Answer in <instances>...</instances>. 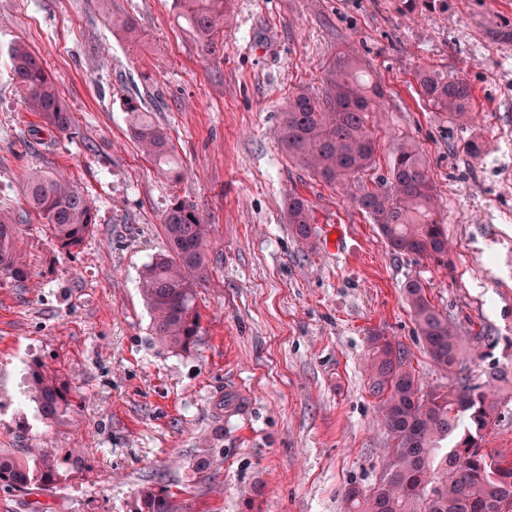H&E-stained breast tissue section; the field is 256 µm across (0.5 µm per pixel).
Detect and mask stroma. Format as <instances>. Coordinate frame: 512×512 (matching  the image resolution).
Listing matches in <instances>:
<instances>
[{
    "mask_svg": "<svg viewBox=\"0 0 512 512\" xmlns=\"http://www.w3.org/2000/svg\"><path fill=\"white\" fill-rule=\"evenodd\" d=\"M131 16L140 37L113 32ZM208 56L175 0H0V211L21 226L31 278L0 274V454L74 451L82 470L49 490L0 487V512H131L144 484L180 512H343L387 457L368 392L370 335L402 343L421 381L445 386L417 340L403 291L493 344L481 373L507 367L484 446L512 461V0H231ZM20 42L41 56L73 115L64 133L27 112L10 71ZM340 52L385 91L372 116L376 167L328 186L282 152L288 97L320 93ZM467 76L474 119L450 120L415 71ZM169 133L185 175L156 170L129 133L125 103ZM421 146L440 194L449 264L391 252L353 199L385 175L395 143ZM479 144L478 153L463 145ZM32 168L64 171L94 204L79 248L58 252L25 197ZM313 211L303 244L288 199ZM194 202L212 233L197 289L202 330L186 351L152 335L144 265L168 248L162 218ZM43 366L79 395L44 419L27 396Z\"/></svg>",
    "mask_w": 512,
    "mask_h": 512,
    "instance_id": "1",
    "label": "stroma"
}]
</instances>
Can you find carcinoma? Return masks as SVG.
<instances>
[{
  "label": "carcinoma",
  "mask_w": 512,
  "mask_h": 512,
  "mask_svg": "<svg viewBox=\"0 0 512 512\" xmlns=\"http://www.w3.org/2000/svg\"><path fill=\"white\" fill-rule=\"evenodd\" d=\"M175 2L201 51L215 53V35L228 17L226 0ZM112 26L128 40L138 36L137 24L128 15L112 19ZM10 64L27 111L50 129L68 131L73 117L38 54L19 43L11 50ZM415 79L433 109L458 121L470 119L473 94L465 76L423 68ZM383 99L382 87L360 58L340 53L328 66L321 93L299 88L289 97L278 134L281 150L330 186L364 173L374 167L377 154L368 120ZM126 112L141 152L156 168L181 177L168 132L131 101ZM26 188L28 205L45 220L56 248L69 252L78 247L94 216L78 184L62 173L34 170L26 176ZM356 203L392 252L448 266V235L439 219L437 189L419 145L398 143L387 174L364 188ZM288 223L301 241L311 243L312 210L297 195L289 199ZM163 224L170 248L144 266L141 291L152 315V334L171 349L188 350L201 329L196 285L208 270L210 226L194 203L181 198L166 210ZM18 242L15 220L0 213V273L24 283L29 275ZM404 291L424 349L440 370L451 374L452 384L446 390H424L408 350L381 333L372 334L369 391L380 398L379 418L392 446L386 473L371 488L346 491L345 512H495L490 502L497 494L509 497L507 512H512V462L483 448L498 406L491 388L502 372L486 371L478 384L463 356L464 344L476 349L489 336L464 332L451 323L429 300L421 281L408 280ZM28 388L46 419L63 415L76 399L47 370L32 371ZM79 464L73 454L52 448H33L21 459L1 456L0 485L44 489L67 480ZM134 512H179V505L165 490L144 487L135 496Z\"/></svg>",
  "instance_id": "1"
}]
</instances>
